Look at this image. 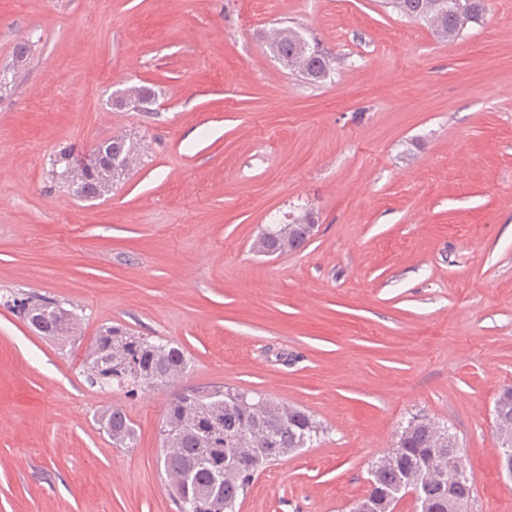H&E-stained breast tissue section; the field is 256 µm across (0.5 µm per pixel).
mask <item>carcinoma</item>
Listing matches in <instances>:
<instances>
[{"mask_svg":"<svg viewBox=\"0 0 512 512\" xmlns=\"http://www.w3.org/2000/svg\"><path fill=\"white\" fill-rule=\"evenodd\" d=\"M385 7L405 19L428 25L440 38L456 37L486 12V0H384ZM269 51L292 75L312 84L330 77L335 58L307 37L297 26L280 23L264 35ZM92 154L140 160V143L127 135L101 142ZM313 235L309 211L284 213L276 224H267L258 240L279 255L294 250L297 241ZM6 305L40 335L57 340L75 337L78 316L58 300L31 293H14ZM184 349L169 341L136 336L121 325L100 329L83 360L84 372L95 383L133 395L143 386L171 387L187 372ZM496 437L499 447L512 449V388L496 398ZM101 428L113 444L133 447L136 434L128 414L112 407L101 414ZM324 433L310 413L275 402L256 392L216 386L208 390L181 391L167 405L160 425L163 468L173 499L189 491L198 512H209L208 489L221 477L224 512H236L255 474L279 460L281 448H303ZM451 435L448 428L426 419H412L398 433L396 452L389 466L374 464L369 470L367 495L417 490L416 512H463L467 486L457 485L448 496V484L464 468L462 460L450 461L443 449Z\"/></svg>","mask_w":512,"mask_h":512,"instance_id":"carcinoma-1","label":"carcinoma"}]
</instances>
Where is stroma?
<instances>
[{"label": "stroma", "mask_w": 512, "mask_h": 512, "mask_svg": "<svg viewBox=\"0 0 512 512\" xmlns=\"http://www.w3.org/2000/svg\"><path fill=\"white\" fill-rule=\"evenodd\" d=\"M300 24L336 58L288 74L259 33ZM0 512H177L159 428L171 391L91 383L105 325L178 343V389L299 406L320 440L260 471L238 512H350L412 416L447 426L475 479L467 512H512L494 401L512 386V0L438 38L380 0H0ZM152 86L155 111L112 110ZM139 140L93 201L57 150ZM311 212L306 246L256 252ZM53 296L76 340L5 304ZM122 407L134 447L96 421ZM312 226L314 224L309 211L298 214L286 212L278 224L265 225L256 243L262 241L265 248L279 256L294 251L296 241L303 243L310 239L314 230Z\"/></svg>", "instance_id": "obj_1"}]
</instances>
